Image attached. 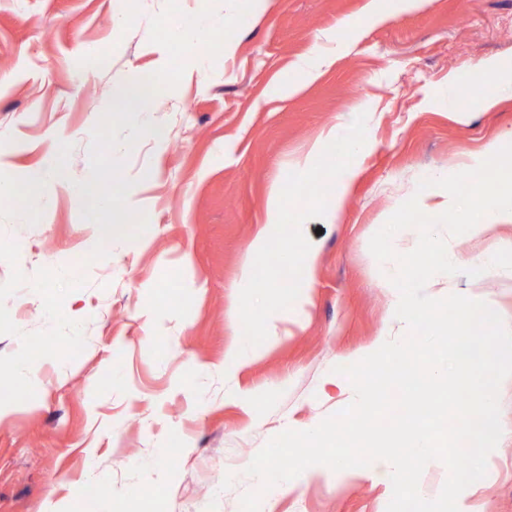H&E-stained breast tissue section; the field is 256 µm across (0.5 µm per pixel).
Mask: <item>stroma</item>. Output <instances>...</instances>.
Here are the masks:
<instances>
[{"instance_id":"stroma-1","label":"stroma","mask_w":512,"mask_h":512,"mask_svg":"<svg viewBox=\"0 0 512 512\" xmlns=\"http://www.w3.org/2000/svg\"><path fill=\"white\" fill-rule=\"evenodd\" d=\"M166 0H0V161L6 178L59 149L70 181L90 174L91 132L113 85L150 76L166 51L149 40ZM371 0H268L232 39L233 57L207 60V78L159 91L142 137L112 157L133 180L145 237L86 263L97 239L68 184L50 180L39 207L24 194L0 205V238L20 246L19 267L84 268L63 302L82 322L71 361L36 360L32 400L0 416V512H87L89 489L112 512H240L259 488L246 468L281 432L306 430L345 408L336 367L355 363L394 316L395 290L369 241L433 171L456 179L470 154L512 130V99L459 123L444 99L449 78L488 58L512 65V0H424L367 21ZM332 64L299 92L296 60L320 45ZM368 115L359 177L333 224L309 220L319 255L303 315L278 312L277 335L234 364L242 344L238 273L264 226L271 189L290 163L350 114ZM494 248L457 233L459 274L435 294L494 300L512 326V257L476 278ZM20 333L49 329L41 297L21 286L5 301ZM392 492L367 468L313 466L280 483L261 512H386ZM476 512H512V439L498 443L476 481Z\"/></svg>"}]
</instances>
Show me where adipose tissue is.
<instances>
[{"label": "adipose tissue", "instance_id": "ef3b65f1", "mask_svg": "<svg viewBox=\"0 0 512 512\" xmlns=\"http://www.w3.org/2000/svg\"><path fill=\"white\" fill-rule=\"evenodd\" d=\"M471 82L478 86L484 108H492L502 98H512V66L496 60L486 61L472 76ZM426 185V191L411 203L414 211H430L434 214L433 224L425 226L419 238V247L423 250L438 248V242L443 239L442 224L447 223L449 215L462 212L459 198L450 188L447 173H429ZM465 186L472 198L481 202V216L466 225V234L477 240L493 238L498 242L497 253L484 260L485 266L490 267L497 263L499 254H512V237H505L500 233L502 227L512 226V185L504 188L495 180L477 182L470 179Z\"/></svg>", "mask_w": 512, "mask_h": 512}]
</instances>
